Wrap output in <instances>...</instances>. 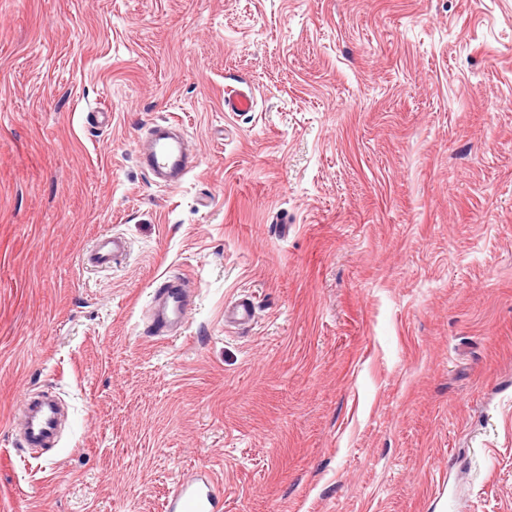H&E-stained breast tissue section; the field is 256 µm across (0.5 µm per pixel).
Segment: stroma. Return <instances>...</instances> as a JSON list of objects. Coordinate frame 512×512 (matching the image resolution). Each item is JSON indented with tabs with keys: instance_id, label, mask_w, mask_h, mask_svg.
Returning <instances> with one entry per match:
<instances>
[{
	"instance_id": "35a3bbf8",
	"label": "stroma",
	"mask_w": 512,
	"mask_h": 512,
	"mask_svg": "<svg viewBox=\"0 0 512 512\" xmlns=\"http://www.w3.org/2000/svg\"><path fill=\"white\" fill-rule=\"evenodd\" d=\"M168 118L175 189L134 153ZM200 468L223 512H512V0H0V502L163 512ZM254 106V96L245 90L236 89L224 97V109L228 112H250ZM125 241L114 234L105 232L97 240L93 253L88 258V263L93 266H109L115 258L125 251ZM154 303L159 304L156 309ZM190 309V300L185 288H178L170 280L154 289L149 306V327L157 336L171 338L172 322L184 324ZM19 411L27 447L37 448L56 436L58 421L54 405L46 403L35 407L31 395L25 393L20 400Z\"/></svg>"
}]
</instances>
